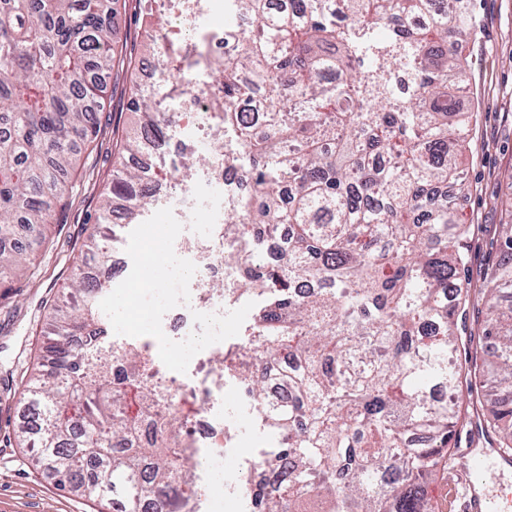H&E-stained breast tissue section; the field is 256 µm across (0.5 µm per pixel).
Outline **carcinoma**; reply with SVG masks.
<instances>
[{"label":"carcinoma","instance_id":"1","mask_svg":"<svg viewBox=\"0 0 512 512\" xmlns=\"http://www.w3.org/2000/svg\"><path fill=\"white\" fill-rule=\"evenodd\" d=\"M256 18L237 35L208 106L236 148L224 159L253 183L228 202L224 265L234 302L264 293L248 343L266 359L236 372L277 443L255 460L291 466L253 512H438L424 481L448 469L457 430L512 456V223L483 274V307L464 327L473 228L434 188L465 181L472 112L456 108L466 81L460 47L477 32L472 0H228ZM114 0H0V287L23 277L64 214L74 164L98 133L107 86L128 69L115 41ZM134 158L163 135L152 93L133 92ZM125 216L155 197L142 168L112 177ZM253 224H281L288 242L266 264ZM309 282L302 297L297 288ZM92 272L52 308L50 365L24 383L18 440L58 484L98 512H181L199 494L182 429L194 404L153 419L146 347L108 342ZM293 360L281 366V358ZM428 443L416 448L411 434Z\"/></svg>","mask_w":512,"mask_h":512}]
</instances>
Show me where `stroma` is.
Returning a JSON list of instances; mask_svg holds the SVG:
<instances>
[{"mask_svg": "<svg viewBox=\"0 0 512 512\" xmlns=\"http://www.w3.org/2000/svg\"><path fill=\"white\" fill-rule=\"evenodd\" d=\"M473 5L480 29L464 48L469 82L456 105L475 113L476 119L468 136L469 189L456 195L455 203L463 221L479 227L470 263V274L477 279L496 258L492 241L503 224L512 221V0H473ZM199 9V28L191 32L179 24L180 5L160 0L166 39L187 48L200 34H221L236 23V12L226 9L223 0H201ZM97 120L98 138L93 150L81 156L64 220L49 230L51 245L15 296L0 300V512H96L91 500L60 487L34 464L31 450L16 443L13 431L23 404L18 382L31 373L36 360L49 356V306L66 295L77 263L108 277L99 296L108 336L116 342L147 338L154 321L155 289L172 290L182 282L165 264L153 263L151 253L141 246L142 230L172 221L178 199L191 195L206 176L202 158L215 147L228 150L235 144L230 134L218 142L205 131L184 138L177 126H170L169 137L183 138L187 152L198 160L191 175L164 189L136 221L102 224L100 201L118 165L113 140L132 127L134 118L126 97L112 90ZM96 231L107 238L111 257L121 262V276L109 277L100 257H80L83 241ZM219 381L224 387V428L238 449L225 459L224 472L234 476L244 457L266 447L269 438L257 421L252 399L241 396L240 383L226 373Z\"/></svg>", "mask_w": 512, "mask_h": 512, "instance_id": "1", "label": "stroma"}]
</instances>
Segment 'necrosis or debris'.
Masks as SVG:
<instances>
[{
  "mask_svg": "<svg viewBox=\"0 0 512 512\" xmlns=\"http://www.w3.org/2000/svg\"><path fill=\"white\" fill-rule=\"evenodd\" d=\"M207 216L204 233H197L200 216ZM180 235L166 234L155 256L175 271L195 272V286L157 297L158 317L153 335L166 345L152 373L165 386L154 408L162 413L178 411L183 398L197 401L198 409L186 430L197 453L194 463L208 471L209 501L234 506L244 500L238 478L224 474V460L232 450L224 437V388L214 383L207 367L210 349L224 347V297L212 293L209 284L224 274V201L208 194L184 197L175 211Z\"/></svg>",
  "mask_w": 512,
  "mask_h": 512,
  "instance_id": "4bbe7bcc",
  "label": "necrosis or debris"
}]
</instances>
